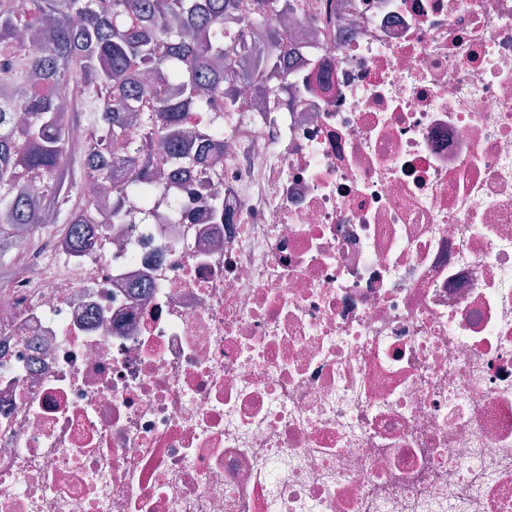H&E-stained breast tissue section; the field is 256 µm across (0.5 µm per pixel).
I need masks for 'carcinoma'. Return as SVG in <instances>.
<instances>
[{
  "label": "carcinoma",
  "mask_w": 512,
  "mask_h": 512,
  "mask_svg": "<svg viewBox=\"0 0 512 512\" xmlns=\"http://www.w3.org/2000/svg\"><path fill=\"white\" fill-rule=\"evenodd\" d=\"M235 0H0V81L12 85L0 95V267L21 245L13 225L46 222L69 230L96 223L90 199L78 202L81 182H112L114 149L130 169V181L112 186L126 198L148 180L155 153L167 148L171 172L186 175L205 158L221 126L187 134L201 144L193 157L176 135L186 112L232 111L225 87L224 57L246 44L224 31V13ZM289 0H253L249 22L262 26ZM169 69L178 92L129 78L131 72ZM280 70L264 56L236 76L248 82ZM80 103L93 142L74 167L68 154V103ZM138 113L140 138L128 137L127 113ZM42 176L38 199L14 190L22 171Z\"/></svg>",
  "instance_id": "obj_1"
}]
</instances>
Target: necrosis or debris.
Segmentation results:
<instances>
[{"label": "necrosis or debris", "mask_w": 512, "mask_h": 512, "mask_svg": "<svg viewBox=\"0 0 512 512\" xmlns=\"http://www.w3.org/2000/svg\"><path fill=\"white\" fill-rule=\"evenodd\" d=\"M252 8L216 162L0 278V512H512V0ZM253 12L248 21L254 26L265 25L273 17L290 7V0H252ZM288 2V3H287ZM269 70L274 72L280 71V61L277 57H259L251 65L242 69L235 78L239 81L248 82L252 79L266 76Z\"/></svg>", "instance_id": "necrosis-or-debris-1"}]
</instances>
